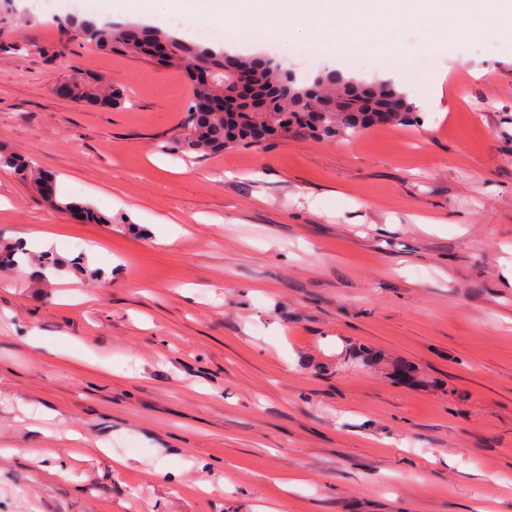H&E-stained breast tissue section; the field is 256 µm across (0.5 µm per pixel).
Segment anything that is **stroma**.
Segmentation results:
<instances>
[{"label": "stroma", "mask_w": 512, "mask_h": 512, "mask_svg": "<svg viewBox=\"0 0 512 512\" xmlns=\"http://www.w3.org/2000/svg\"><path fill=\"white\" fill-rule=\"evenodd\" d=\"M106 3L0 0V148L107 218L0 168V242L49 228L63 262L0 271V512H512V33L330 58L225 24L297 76L393 80L415 120L191 160L157 149L186 76L64 28ZM76 69L128 102L56 95ZM0 166L12 169L20 180L27 182L47 203L67 212H78L88 223H106L107 218L90 206L77 201H62L57 189L56 175L50 171L35 167L31 158H21L1 150ZM48 182H53L55 185V196L52 199H47L43 196V187Z\"/></svg>", "instance_id": "obj_1"}]
</instances>
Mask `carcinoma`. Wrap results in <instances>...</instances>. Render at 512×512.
I'll list each match as a JSON object with an SVG mask.
<instances>
[{
  "label": "carcinoma",
  "mask_w": 512,
  "mask_h": 512,
  "mask_svg": "<svg viewBox=\"0 0 512 512\" xmlns=\"http://www.w3.org/2000/svg\"><path fill=\"white\" fill-rule=\"evenodd\" d=\"M70 29L76 37L101 51L132 58L152 56L151 47L159 39L168 40L173 47L170 58L163 63L166 69H179L190 77L188 105L179 129L182 136L158 145L162 153L178 152L199 157L214 155L230 147H250L254 144L247 125L240 117L267 124V138H286L294 130H306L318 140L330 141L350 132L369 129L377 124L404 125L413 119L415 105L409 95L391 80L366 83L340 73L329 72L317 77L297 78L283 87L285 69L271 58L234 55V67L253 75V107L248 114L237 113V119L224 120L222 112L193 111L199 101L224 98V90L231 75L224 73L227 54L214 48L193 43L161 29L138 30L133 25L70 20ZM201 68L213 71L209 81H199L194 73ZM72 100L100 102L110 107L122 103V93L116 84L108 90L91 84L76 75ZM0 166L12 169L18 178L28 183L38 195L48 182H56V175L35 167L32 159L0 151ZM67 212H78L91 224H106L108 219L93 208L77 201L61 200L56 195L47 200Z\"/></svg>",
  "instance_id": "1"
}]
</instances>
